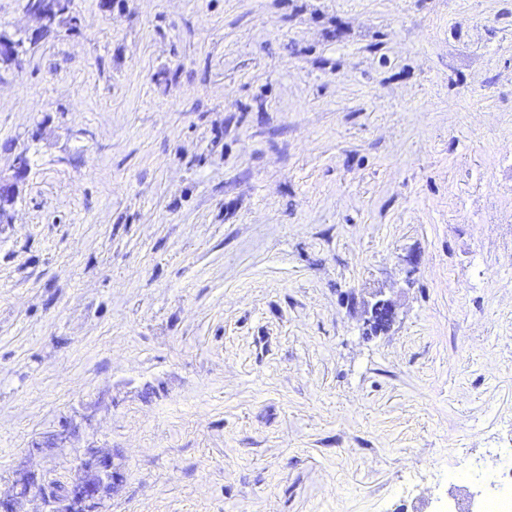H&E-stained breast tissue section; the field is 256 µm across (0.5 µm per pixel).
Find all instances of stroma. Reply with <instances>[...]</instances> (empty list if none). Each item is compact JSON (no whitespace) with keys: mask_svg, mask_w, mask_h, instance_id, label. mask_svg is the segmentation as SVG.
Here are the masks:
<instances>
[{"mask_svg":"<svg viewBox=\"0 0 512 512\" xmlns=\"http://www.w3.org/2000/svg\"><path fill=\"white\" fill-rule=\"evenodd\" d=\"M70 8L0 66V174L30 160L0 497L94 446L123 473L102 512L484 508L512 459V0Z\"/></svg>","mask_w":512,"mask_h":512,"instance_id":"obj_1","label":"stroma"}]
</instances>
